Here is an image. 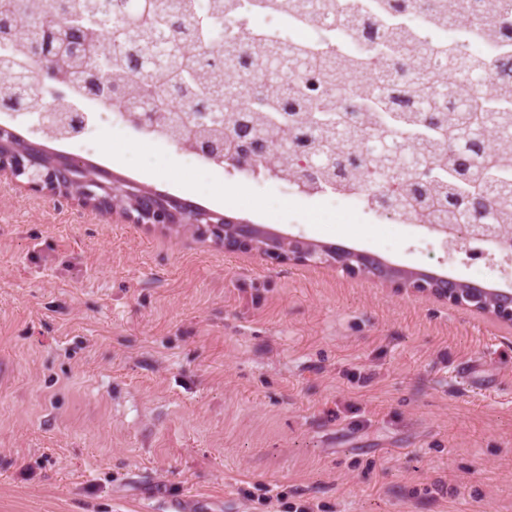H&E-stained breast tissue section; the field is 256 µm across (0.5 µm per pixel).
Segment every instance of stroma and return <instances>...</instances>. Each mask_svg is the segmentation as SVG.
<instances>
[{
  "instance_id": "stroma-1",
  "label": "stroma",
  "mask_w": 512,
  "mask_h": 512,
  "mask_svg": "<svg viewBox=\"0 0 512 512\" xmlns=\"http://www.w3.org/2000/svg\"><path fill=\"white\" fill-rule=\"evenodd\" d=\"M26 141L290 237L512 293V261L132 126ZM236 206L219 204L220 190ZM270 490L260 500L258 484ZM512 512V325L0 178V512Z\"/></svg>"
}]
</instances>
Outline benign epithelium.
Instances as JSON below:
<instances>
[{"instance_id": "1", "label": "benign epithelium", "mask_w": 512, "mask_h": 512, "mask_svg": "<svg viewBox=\"0 0 512 512\" xmlns=\"http://www.w3.org/2000/svg\"><path fill=\"white\" fill-rule=\"evenodd\" d=\"M71 35L70 28L62 32L50 31L33 46V61L43 62L51 69H56L63 52L75 49L70 44ZM172 52L173 45L165 43L147 55L144 63L162 69ZM125 119L144 133L154 128L152 112L147 107L125 113ZM15 136L16 133L11 127L0 125V175L21 181L31 192L74 197L84 206L99 211L117 212L131 224H181L189 230L212 237L215 242L224 245L227 251L257 250L277 262L329 263L349 275L364 274L385 282L397 293H431L454 307L471 308L512 324V294L509 292L473 285L462 288L459 283L445 278L408 272L382 264L364 253L324 248L300 238L266 232L255 224L232 220L219 212L145 188L136 182L117 180L104 169L92 175L73 158L52 154L32 143L19 154L14 151ZM311 138L310 133L299 138L290 135L284 141L271 143L257 142L243 136H229L232 151L248 156L253 163H260L266 168L273 166L274 158L280 152L299 150ZM191 150L210 161L223 162L239 171H251V166L244 164L239 157H219L207 144L194 145ZM124 197L132 199V208L121 205L120 200ZM482 235L491 240L500 251L512 252L511 234L484 224Z\"/></svg>"}]
</instances>
